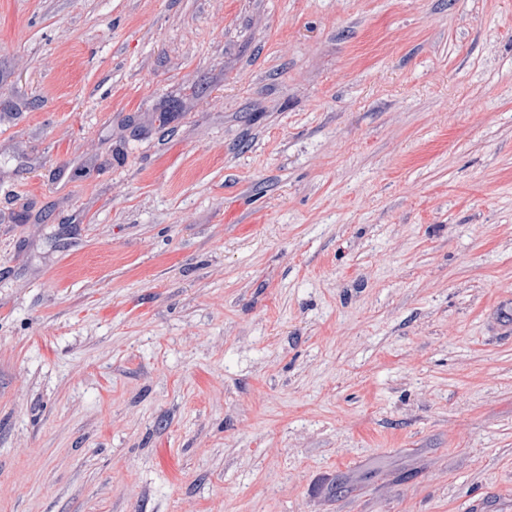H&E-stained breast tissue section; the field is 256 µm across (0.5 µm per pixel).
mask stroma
Returning a JSON list of instances; mask_svg holds the SVG:
<instances>
[{"label":"stroma","mask_w":512,"mask_h":512,"mask_svg":"<svg viewBox=\"0 0 512 512\" xmlns=\"http://www.w3.org/2000/svg\"><path fill=\"white\" fill-rule=\"evenodd\" d=\"M0 512H512V0H0Z\"/></svg>","instance_id":"stroma-1"}]
</instances>
